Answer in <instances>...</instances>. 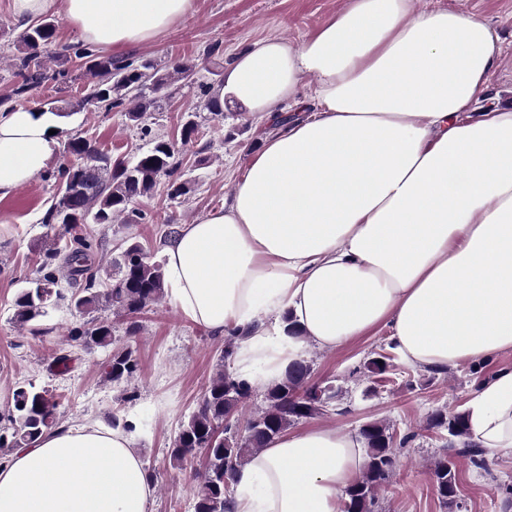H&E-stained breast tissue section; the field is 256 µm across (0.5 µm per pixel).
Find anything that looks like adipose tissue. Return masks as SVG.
<instances>
[{
    "label": "adipose tissue",
    "instance_id": "ef3b65f1",
    "mask_svg": "<svg viewBox=\"0 0 512 512\" xmlns=\"http://www.w3.org/2000/svg\"><path fill=\"white\" fill-rule=\"evenodd\" d=\"M197 0H10L19 20L61 13L112 49L156 38ZM502 52L488 23L415 0H348L302 43L271 36L224 67L216 97L282 112L314 79L308 116L254 155L230 201L178 227L165 280L185 318L236 335L250 385L278 382L307 347L388 329L411 365H480L512 351V104L480 109ZM39 110L0 108V197L48 170ZM291 313L301 337L281 322ZM488 453L512 448V369L467 403ZM366 461L358 434H283L233 471L234 512H341ZM132 438L95 423L0 459V512H150Z\"/></svg>",
    "mask_w": 512,
    "mask_h": 512
}]
</instances>
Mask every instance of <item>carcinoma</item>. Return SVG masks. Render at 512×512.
I'll list each match as a JSON object with an SVG mask.
<instances>
[{"mask_svg": "<svg viewBox=\"0 0 512 512\" xmlns=\"http://www.w3.org/2000/svg\"><path fill=\"white\" fill-rule=\"evenodd\" d=\"M61 60L72 57L83 61L93 76L86 101L106 111L120 109L131 122H138L161 98L169 96L175 84H188L196 65L173 61L158 67L150 61L139 66L93 53L83 46L55 43V25L41 19L23 33L13 95L20 98L48 82L66 80V70L47 72L44 54L49 50ZM198 133V121L188 118L182 125L180 141L155 140L153 146L132 158L112 157L89 139L76 137L67 145L74 162L58 171L56 191L43 223L58 227L56 238L39 250L36 276L21 289L15 299V320L26 325L46 317L50 311L66 306L82 314L115 308L127 315H137L158 303L164 296L163 264L152 259L138 243L127 245L112 259L115 272L106 276L108 283L91 271L90 243L83 234L88 220L111 224L130 212V206L150 195L157 182L165 178L172 199L190 192L180 180L178 146H186ZM67 272L74 288L59 287L60 273ZM78 345L106 347L112 341V326L95 318L68 331ZM137 363L132 352L112 356L105 366V376L120 383L133 375ZM312 365L300 359L265 393V406L245 420L240 416L252 394V387L219 370L206 388L198 408L183 422L171 450V459L181 463L198 451L207 464L197 475L194 512H232L233 490L225 487L229 472L282 436L289 427L321 416L338 397L333 385L310 381ZM57 401L47 390L34 385L21 386L13 394L8 410L9 427L0 428V448H17L47 433L55 424ZM432 425L448 431V441L457 455L466 457L474 467L486 471V451L470 440L465 412L447 415L437 412ZM366 466L361 478L345 491L343 512H378L377 492L397 465L393 431L382 421L362 425ZM433 489L445 505L459 497L455 465L440 459L432 465Z\"/></svg>", "mask_w": 512, "mask_h": 512, "instance_id": "carcinoma-1", "label": "carcinoma"}]
</instances>
